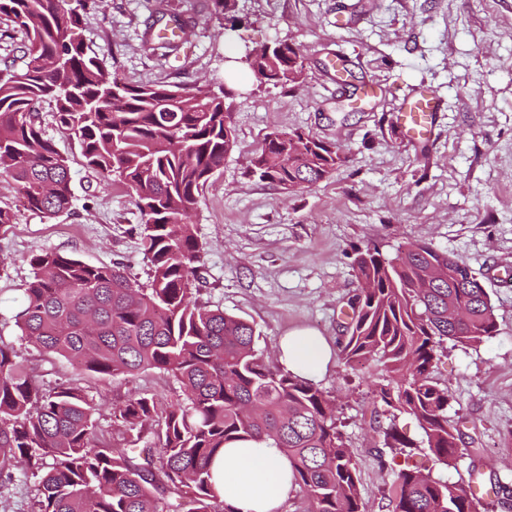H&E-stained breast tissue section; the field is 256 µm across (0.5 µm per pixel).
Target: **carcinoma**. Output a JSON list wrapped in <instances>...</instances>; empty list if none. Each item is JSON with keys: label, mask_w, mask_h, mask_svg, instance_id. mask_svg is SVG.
Instances as JSON below:
<instances>
[{"label": "carcinoma", "mask_w": 512, "mask_h": 512, "mask_svg": "<svg viewBox=\"0 0 512 512\" xmlns=\"http://www.w3.org/2000/svg\"><path fill=\"white\" fill-rule=\"evenodd\" d=\"M0 0V16L21 30L24 65L0 68V171L29 210L53 217L73 202L69 160L44 138L38 107L54 103L57 126L77 142L85 166L125 185L140 225L150 280L127 265H91L56 252L29 260L16 325L38 351L66 359L106 383L159 370L181 386L142 458L95 434L96 407L76 386L43 393L0 339V477L39 478L34 512H233L212 481V460L238 440L269 442L292 463L294 512H363L358 468L336 407L316 383L265 360L246 319L200 302L192 276L204 248L189 217L233 149L224 93L206 86L134 84L103 70L81 34L89 0ZM253 73L288 82V59L251 49ZM344 162L340 146L302 131L268 134L250 172L293 192ZM369 285L349 300L339 341L348 363L373 361L387 383L375 390L390 413L419 423L423 443L448 466L460 435L448 419L451 395L430 376L446 344L471 345L498 332L490 296L467 264L428 243L357 253ZM158 402L127 399L117 434L129 443L152 426ZM387 448H414L395 427ZM392 512H479L463 483L400 469Z\"/></svg>", "instance_id": "cac0c4a2"}]
</instances>
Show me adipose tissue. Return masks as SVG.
Returning <instances> with one entry per match:
<instances>
[{
    "label": "adipose tissue",
    "instance_id": "1",
    "mask_svg": "<svg viewBox=\"0 0 512 512\" xmlns=\"http://www.w3.org/2000/svg\"><path fill=\"white\" fill-rule=\"evenodd\" d=\"M332 355L330 344L311 330L288 333L278 347L281 366L312 380L326 370ZM211 470L225 504L234 512H280L295 489L288 456L264 442L229 444Z\"/></svg>",
    "mask_w": 512,
    "mask_h": 512
}]
</instances>
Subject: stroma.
Returning a JSON list of instances; mask_svg holds the SVG:
<instances>
[{
    "instance_id": "35a3bbf8",
    "label": "stroma",
    "mask_w": 512,
    "mask_h": 512,
    "mask_svg": "<svg viewBox=\"0 0 512 512\" xmlns=\"http://www.w3.org/2000/svg\"><path fill=\"white\" fill-rule=\"evenodd\" d=\"M166 6L187 23L167 52L157 47ZM236 15L228 38L213 0H96L82 20L85 43L109 75L235 90L226 103L236 146L191 215L204 246L199 300L250 321L274 363L288 331L311 328L333 345L344 336L347 302L361 289L357 250L391 256L426 242L461 258L488 292L498 332L450 348L433 367L462 436L455 464L441 466L425 450L412 463L435 478L478 483L480 512H512V495L498 491L512 487V0H237ZM273 42L298 50L301 83L262 82L238 64L245 47ZM424 90L443 109L432 134L413 140L396 114ZM39 113L45 137L70 161L73 206L51 218L33 213L0 176V204L18 214L0 231V339L15 343L37 384L79 386L97 405V437L108 443L113 410L125 400L167 404L182 390L157 370L104 384L19 342L15 315L33 255L122 261L139 283L149 279L137 233L143 217L126 190L85 166L52 104ZM295 129L341 145L345 162L293 193L250 176L265 137ZM384 377L376 363L351 366L337 356L316 380L336 403L364 512H390L395 474L384 429L393 423L422 440L414 417L390 419L375 400Z\"/></svg>"
}]
</instances>
